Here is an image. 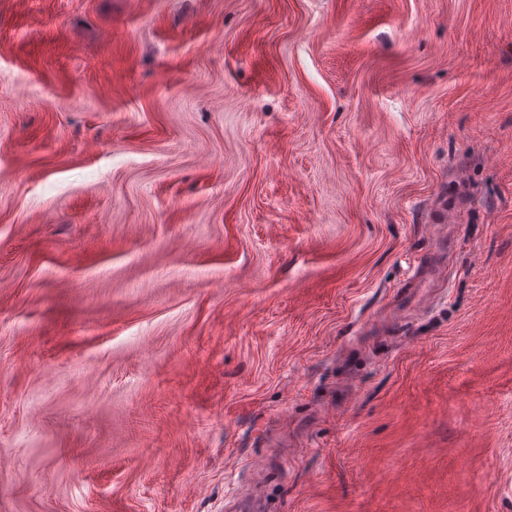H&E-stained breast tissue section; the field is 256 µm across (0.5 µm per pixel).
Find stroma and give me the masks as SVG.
<instances>
[{"mask_svg": "<svg viewBox=\"0 0 512 512\" xmlns=\"http://www.w3.org/2000/svg\"><path fill=\"white\" fill-rule=\"evenodd\" d=\"M255 498L512 512V0H0V512Z\"/></svg>", "mask_w": 512, "mask_h": 512, "instance_id": "35a3bbf8", "label": "stroma"}]
</instances>
